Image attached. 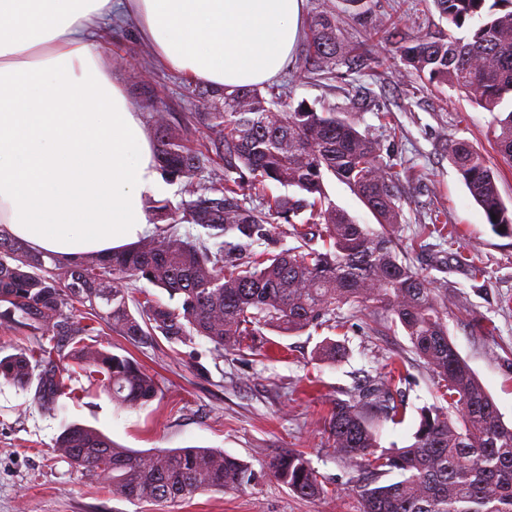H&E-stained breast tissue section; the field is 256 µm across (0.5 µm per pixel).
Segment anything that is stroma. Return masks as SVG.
<instances>
[{
    "label": "stroma",
    "mask_w": 512,
    "mask_h": 512,
    "mask_svg": "<svg viewBox=\"0 0 512 512\" xmlns=\"http://www.w3.org/2000/svg\"><path fill=\"white\" fill-rule=\"evenodd\" d=\"M392 6L393 0H374L364 18L344 17L345 36L354 43L370 41L384 55L392 51L390 33L409 38L448 32L432 0H403L398 15ZM101 27L112 70L135 108L149 114L155 100L169 112L193 111L192 101L182 95L187 77L158 61L134 23L119 26L107 18ZM287 81L295 100L320 111L354 113L362 133L419 170L420 179L399 183L401 217L390 233L414 268L430 277L435 292L447 298L450 340L511 423L512 236L487 224L447 148L449 140H464L497 163L499 191L512 208V166L500 163L488 138L492 113L456 91H437L400 61L383 71L350 72L340 66L335 80L316 81L309 78L299 49L293 67L276 79L280 85ZM434 211L441 212L453 238L434 236L418 245L419 227ZM459 252L476 258L480 278L456 264ZM337 316L344 324L346 355L334 364L315 354L330 335L325 328L296 335L266 332L268 347L276 352L272 359L247 349L219 353L203 337L195 339L191 359L184 345L161 336L137 346L111 336L114 352L136 359L161 390L144 409L116 406L82 377L72 381L76 398H61L53 414L34 403L32 392L0 385V512H361L352 488L355 474L324 431L332 402L357 399L393 364L403 365L405 416L398 424H379L381 446L401 447L416 431L421 410L435 404L438 379L401 329L377 326L368 312L346 305ZM74 422L98 428L126 448H220L256 469L267 453L297 449L328 477L330 493L302 499L267 478L241 492L199 493L164 504L115 497L104 480L55 452L63 425Z\"/></svg>",
    "instance_id": "stroma-1"
}]
</instances>
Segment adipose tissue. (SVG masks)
I'll use <instances>...</instances> for the list:
<instances>
[{
    "label": "adipose tissue",
    "mask_w": 512,
    "mask_h": 512,
    "mask_svg": "<svg viewBox=\"0 0 512 512\" xmlns=\"http://www.w3.org/2000/svg\"><path fill=\"white\" fill-rule=\"evenodd\" d=\"M304 0H0V224L68 260L126 247L160 189L153 144L97 35L114 7L166 66L235 88L291 64Z\"/></svg>",
    "instance_id": "obj_1"
}]
</instances>
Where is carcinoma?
Segmentation results:
<instances>
[{
  "instance_id": "carcinoma-1",
  "label": "carcinoma",
  "mask_w": 512,
  "mask_h": 512,
  "mask_svg": "<svg viewBox=\"0 0 512 512\" xmlns=\"http://www.w3.org/2000/svg\"><path fill=\"white\" fill-rule=\"evenodd\" d=\"M448 26L468 33L419 36L398 43L399 56L438 88L447 86L495 111L512 100V0H433ZM311 74L335 78L336 66L378 69L388 58L343 38L330 2L311 21L305 39ZM198 111L153 112L156 168L181 185V201L151 205L154 234L109 255L61 260L31 250L0 224V318L35 336L31 348L0 357V380L34 390V401L54 411L82 372L120 406L143 407L158 386L138 362L87 342L111 331L129 343L157 336L188 345L199 336L222 352L255 341L263 331L296 334L336 319V309L374 308L409 337L414 353L442 381L448 407L421 410L412 441L383 448L372 418L398 423L393 393L402 368L357 401L338 399L327 421L332 448L352 470L362 512H512V425L448 337L445 300L387 233L360 224L336 207L325 190L334 176L349 186L378 223H399L398 183L403 163L385 159L381 145L357 129L351 115L318 112L293 101L287 86L186 87ZM209 132L204 149L189 145L197 127ZM490 134L498 156L512 165V110L496 116ZM448 158L486 221L512 235L497 172L464 140L448 141ZM276 182L291 195L256 205L251 191ZM181 222L202 229L179 233ZM288 225L299 245L278 253L253 245L272 232L271 217ZM322 247H316L317 241ZM145 280L168 301L127 288ZM336 362L343 343L316 349ZM54 451L103 478L117 497L165 503L205 491H238L273 478L302 498L327 493L306 455L284 449L263 470L217 448H121L103 432L77 423L63 427ZM397 475L391 483L381 479Z\"/></svg>"
}]
</instances>
